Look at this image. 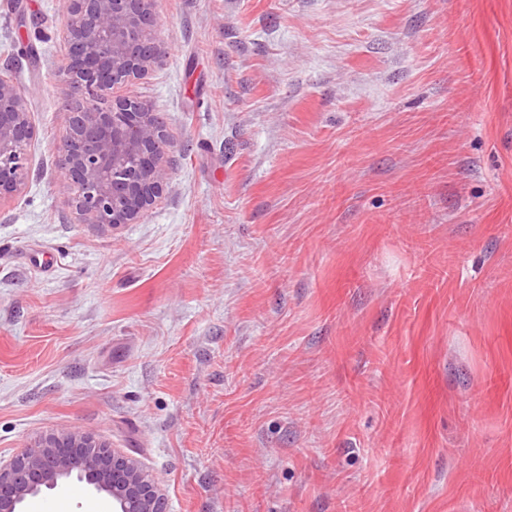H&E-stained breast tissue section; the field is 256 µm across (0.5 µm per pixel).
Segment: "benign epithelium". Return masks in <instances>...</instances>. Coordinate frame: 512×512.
<instances>
[{
  "instance_id": "7a95c632",
  "label": "benign epithelium",
  "mask_w": 512,
  "mask_h": 512,
  "mask_svg": "<svg viewBox=\"0 0 512 512\" xmlns=\"http://www.w3.org/2000/svg\"><path fill=\"white\" fill-rule=\"evenodd\" d=\"M66 19L58 86L80 111L68 113L58 150L63 187L79 224H133L159 197L172 142L144 101L115 94L142 78L161 54L153 0H60ZM31 123L25 91L0 74V202L27 173L21 129ZM76 478L111 499L116 512H167L139 464L90 432H50L0 465V512Z\"/></svg>"
}]
</instances>
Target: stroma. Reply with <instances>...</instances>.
Wrapping results in <instances>:
<instances>
[{"mask_svg": "<svg viewBox=\"0 0 512 512\" xmlns=\"http://www.w3.org/2000/svg\"><path fill=\"white\" fill-rule=\"evenodd\" d=\"M0 0L38 135L0 204V462L53 431L168 512H512V0H155L173 139L76 223L59 0Z\"/></svg>", "mask_w": 512, "mask_h": 512, "instance_id": "obj_1", "label": "stroma"}]
</instances>
